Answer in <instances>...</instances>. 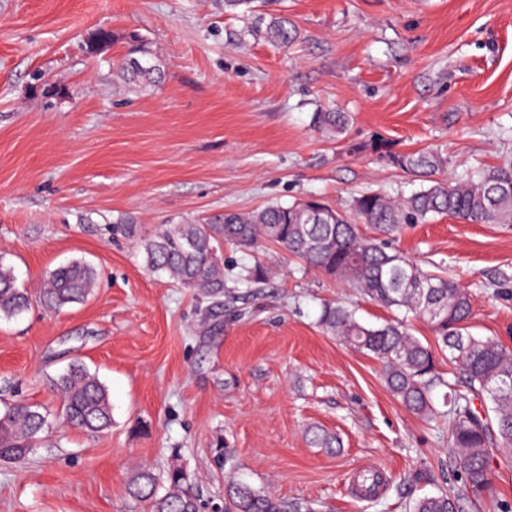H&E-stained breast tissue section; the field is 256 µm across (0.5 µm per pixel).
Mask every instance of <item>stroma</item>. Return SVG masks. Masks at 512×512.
<instances>
[{"mask_svg":"<svg viewBox=\"0 0 512 512\" xmlns=\"http://www.w3.org/2000/svg\"><path fill=\"white\" fill-rule=\"evenodd\" d=\"M271 11L296 26L291 47L224 0H0V260L31 292L73 259L98 272L85 303L0 319V407L56 410L51 380L80 360L113 420L99 436L52 429L25 464H0V512H145L133 475L172 464L202 512H224L230 470L317 512H407L427 491L407 483L418 467L436 489H460L447 433L317 323L329 301L373 325L387 309L275 248L267 283L230 284L214 308L151 271L143 244L163 224L224 211L309 197L347 211L367 191L420 189L366 150L378 137L441 150L448 179L511 162L512 0H275ZM101 27L112 40L91 47ZM133 33L165 71L147 91L112 70ZM38 71L64 95L30 93ZM326 111L352 117L340 142L313 127ZM393 246L455 279L474 333L512 350V227L439 217ZM312 424L342 438L340 453L310 447ZM365 469L390 482L374 502L353 486Z\"/></svg>","mask_w":512,"mask_h":512,"instance_id":"obj_1","label":"stroma"}]
</instances>
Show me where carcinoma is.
Here are the masks:
<instances>
[{
    "mask_svg": "<svg viewBox=\"0 0 512 512\" xmlns=\"http://www.w3.org/2000/svg\"><path fill=\"white\" fill-rule=\"evenodd\" d=\"M264 38L281 48L297 39L294 25L272 17ZM113 70L127 85L156 87L165 73L148 44L129 37L127 52ZM315 128L327 139H343L349 118L342 112H317ZM366 148L402 171L433 176L448 165L434 150L397 152L378 138ZM448 216L468 224L512 226V163L480 170L458 180H433L407 196L369 191L354 199L353 212L337 211L320 200L271 204L249 212L226 211L202 222L181 220L163 226L144 245L146 264L182 288H189L214 304L224 297V264L218 257L223 243L244 254L270 247L288 252L306 269L316 270L356 289L364 297L402 313L380 326L359 321L341 304L325 303L318 318L322 330L349 348L378 359L383 380L392 395L411 413L437 421L448 432L463 487L473 500L493 496V450L512 457V352L490 336L471 331L470 295L443 274L426 271L396 252H388L376 239L364 236L361 224L383 236L405 227ZM269 268L262 262L245 265L238 283L262 284ZM98 280L96 269L74 260L50 271L43 279L37 303L59 311L88 299ZM31 297L16 286L14 269L0 261V317L11 318L30 308ZM426 322L435 344L423 342L410 328V320ZM448 355V372L438 359ZM62 399L58 420L89 434L112 427V407L106 386L81 362L71 363L52 381ZM445 387V409L434 402L436 389ZM480 401L481 407L475 406ZM50 413L39 412L19 400L0 411V457L22 464L49 428ZM316 448L341 447L336 435L313 425L306 431ZM131 496L148 512H197L199 499L189 477L173 467L160 475L151 470L131 480ZM229 512H314L307 503L287 502L268 490L241 480L224 487ZM460 495L444 491L416 498L410 512H459Z\"/></svg>",
    "mask_w": 512,
    "mask_h": 512,
    "instance_id": "obj_1",
    "label": "carcinoma"
}]
</instances>
